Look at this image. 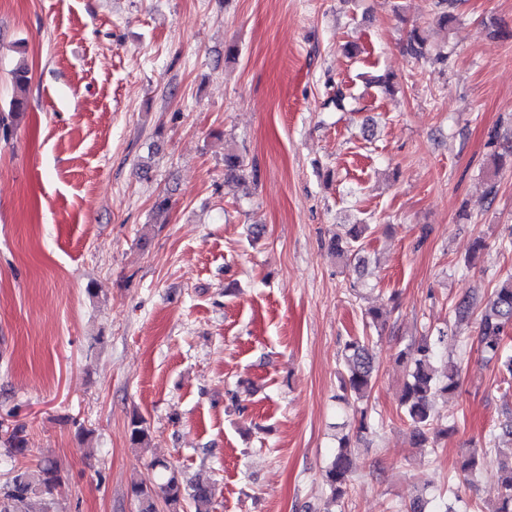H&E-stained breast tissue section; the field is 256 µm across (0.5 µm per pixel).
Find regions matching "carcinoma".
<instances>
[{
    "label": "carcinoma",
    "mask_w": 512,
    "mask_h": 512,
    "mask_svg": "<svg viewBox=\"0 0 512 512\" xmlns=\"http://www.w3.org/2000/svg\"><path fill=\"white\" fill-rule=\"evenodd\" d=\"M407 51L414 57L429 55L428 38L418 30L410 33ZM368 224H348L344 234L331 241V249L340 261L351 265L361 273L365 258ZM479 314V344L484 357L497 361L512 378V351L508 342L512 340V276L500 281L483 305L465 297L454 304L452 313L457 322L467 320L475 311ZM448 344V330L438 328L421 338L415 346L401 350L396 360L404 364L407 380L400 395V406L410 427L411 444L415 448L435 449L438 441L448 437L455 427L444 424L434 406L437 400L454 394L459 386L457 362L444 359L442 349ZM343 389L339 400L351 407L368 397L375 380V365L370 347V337L349 338L343 348ZM22 429H15L6 439L9 456L25 453ZM131 447L145 454L149 452L151 435L143 418L134 416L128 425ZM351 437L344 434L338 438L336 451L322 473L323 484L334 505L343 502L352 482ZM149 466L156 471L157 480L151 485L141 481L130 482L128 493L135 502L137 512H158V503H163L167 512H183L184 505L194 512H212V486L207 482H186L173 465L153 457ZM500 491L494 512H512V454L497 459ZM63 478L56 466L45 460L38 470L14 469L6 481L0 484V512H30L31 501L41 498L42 512H58L54 491Z\"/></svg>",
    "instance_id": "carcinoma-1"
}]
</instances>
